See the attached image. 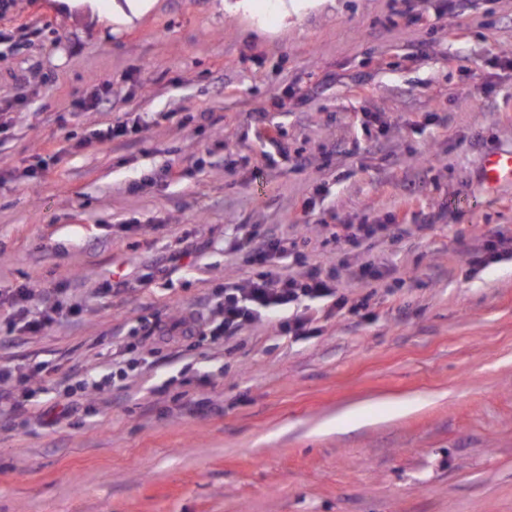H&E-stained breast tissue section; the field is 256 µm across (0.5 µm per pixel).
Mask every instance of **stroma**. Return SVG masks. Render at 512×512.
<instances>
[{
	"label": "stroma",
	"instance_id": "obj_1",
	"mask_svg": "<svg viewBox=\"0 0 512 512\" xmlns=\"http://www.w3.org/2000/svg\"><path fill=\"white\" fill-rule=\"evenodd\" d=\"M124 2L0 11V290L79 310L40 336L0 321L33 404L0 418V512H512V260L467 263L512 235V182L482 180L512 151V0H415V24L393 0H151L113 22ZM241 224L368 309L299 340L264 320L144 338L245 285ZM348 224L387 230L355 249ZM361 264L389 275L363 285ZM121 366L128 389L77 386ZM357 404L366 425L323 431Z\"/></svg>",
	"mask_w": 512,
	"mask_h": 512
}]
</instances>
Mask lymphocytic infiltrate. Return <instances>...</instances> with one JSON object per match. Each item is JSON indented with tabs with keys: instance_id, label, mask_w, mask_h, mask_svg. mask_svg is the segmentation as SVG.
Masks as SVG:
<instances>
[{
	"instance_id": "f902f5d3",
	"label": "lymphocytic infiltrate",
	"mask_w": 512,
	"mask_h": 512,
	"mask_svg": "<svg viewBox=\"0 0 512 512\" xmlns=\"http://www.w3.org/2000/svg\"><path fill=\"white\" fill-rule=\"evenodd\" d=\"M239 230L238 248L256 272L244 286H225L223 295L214 298L217 320L197 317L190 310L175 319L146 322L142 327L144 336L229 339L263 316L282 310L289 313L288 318L279 322L283 335L305 336L316 330L322 318L320 312L303 308L302 303L307 299L330 297L334 300L333 312L346 309L359 312V305L350 304L347 296L339 294L334 271L314 264L299 277L283 274L276 268L274 259L285 251L286 239L267 235L251 224L240 225ZM70 313V308L59 299L36 298L32 288L25 285L0 293V317L10 330L25 335H41L54 325L68 321Z\"/></svg>"
}]
</instances>
